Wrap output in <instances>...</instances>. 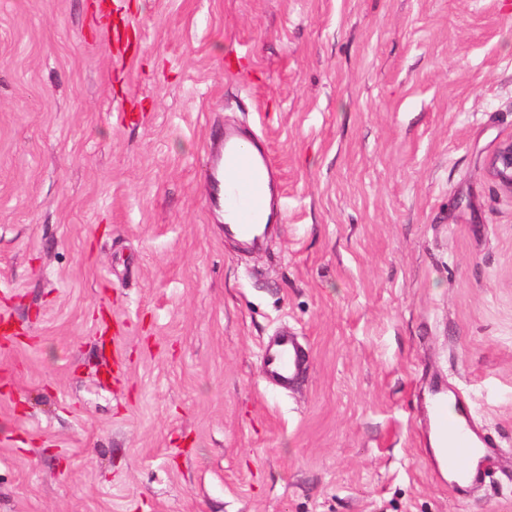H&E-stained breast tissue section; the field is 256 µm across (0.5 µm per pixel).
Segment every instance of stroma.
Masks as SVG:
<instances>
[{"label":"stroma","instance_id":"obj_1","mask_svg":"<svg viewBox=\"0 0 512 512\" xmlns=\"http://www.w3.org/2000/svg\"><path fill=\"white\" fill-rule=\"evenodd\" d=\"M108 2L0 0V512H512V0ZM227 125L283 182L259 254L207 207ZM435 375L476 488L427 465ZM487 170L490 177L512 189V138L502 142L489 158ZM309 364V354L298 337L280 329L275 336L267 338L261 347L260 373L267 385L293 389ZM462 403L443 376L432 377L426 405L428 462L436 479L453 489L479 482L493 452Z\"/></svg>","mask_w":512,"mask_h":512}]
</instances>
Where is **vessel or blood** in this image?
<instances>
[{
  "label": "vessel or blood",
  "mask_w": 512,
  "mask_h": 512,
  "mask_svg": "<svg viewBox=\"0 0 512 512\" xmlns=\"http://www.w3.org/2000/svg\"><path fill=\"white\" fill-rule=\"evenodd\" d=\"M206 184L213 214L223 216L224 234L262 250L272 226L282 223L277 203L283 189L264 145L244 146L231 130L219 131L207 149ZM309 364L297 336L280 329L261 347L260 373L265 384L294 388ZM428 462L436 479L453 489L481 480L492 450L475 427L459 393L443 376L432 377L426 405Z\"/></svg>",
  "instance_id": "vessel-or-blood-1"
}]
</instances>
